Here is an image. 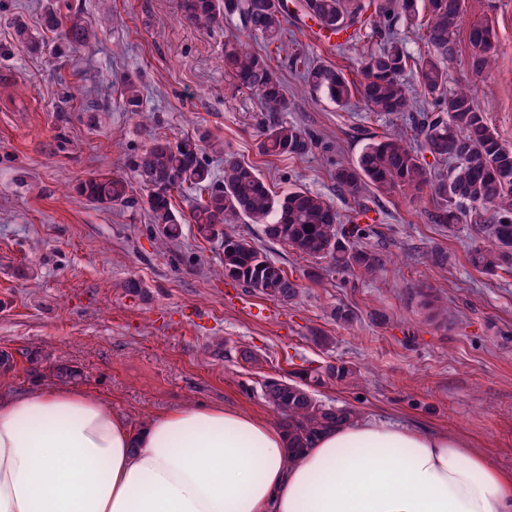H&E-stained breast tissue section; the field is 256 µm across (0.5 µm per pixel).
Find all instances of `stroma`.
I'll use <instances>...</instances> for the list:
<instances>
[{"label":"stroma","mask_w":512,"mask_h":512,"mask_svg":"<svg viewBox=\"0 0 512 512\" xmlns=\"http://www.w3.org/2000/svg\"><path fill=\"white\" fill-rule=\"evenodd\" d=\"M47 2L0 0V354L11 356L0 388L77 387L135 428L211 405L275 423L265 379L344 362L359 377L317 388L324 403L464 437L512 472V274L470 264L469 221L433 223L427 196L380 195L366 216L382 259L372 278L269 242L249 220L232 223L301 284L299 297L282 303L225 279L221 240L189 225L165 240L143 206H102L77 191L95 174L127 173L151 136L207 134L224 146L207 155L214 176L232 154L273 192L300 186L326 197L348 224L359 206L337 192L332 170L369 142L412 133L411 114L373 112L357 97L338 106L283 62L290 106L282 118L316 145L301 158L265 155L261 130L272 115L224 71L237 19L188 21L182 0H55L95 35L68 50L41 30ZM286 2L289 52L354 75L353 49L302 15L298 0ZM487 20L493 68L474 75L458 37L447 88L471 89L512 142V0H465L464 26ZM18 22L32 43L16 38ZM128 78L140 85L137 114L120 94ZM436 252L446 264L432 262ZM258 307L270 317L252 316ZM62 368L71 378H58Z\"/></svg>","instance_id":"stroma-1"}]
</instances>
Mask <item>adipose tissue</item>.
I'll return each instance as SVG.
<instances>
[{
  "label": "adipose tissue",
  "instance_id": "obj_1",
  "mask_svg": "<svg viewBox=\"0 0 512 512\" xmlns=\"http://www.w3.org/2000/svg\"><path fill=\"white\" fill-rule=\"evenodd\" d=\"M0 512H512V473L456 436L365 419L288 456L225 406L131 428L83 391L0 397Z\"/></svg>",
  "mask_w": 512,
  "mask_h": 512
}]
</instances>
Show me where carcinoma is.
Masks as SVG:
<instances>
[{"label":"carcinoma","instance_id":"carcinoma-1","mask_svg":"<svg viewBox=\"0 0 512 512\" xmlns=\"http://www.w3.org/2000/svg\"><path fill=\"white\" fill-rule=\"evenodd\" d=\"M301 8L321 29L345 33L351 42L366 22L384 24L383 46L360 55L358 81L332 65L294 56L310 89L339 106L359 97L374 112L398 115L416 106L402 79L413 69L420 93L433 105L422 113L415 143L403 134H390L365 146L356 159L336 164L332 178L337 190L358 200L370 192L399 190L416 198L428 190L436 203L435 223L456 224L468 216L476 234L486 241L470 253L475 268L512 273V145L487 121L470 92L447 90L446 64L456 52L464 0H301ZM183 11L195 21L237 18L243 34L224 44V71L256 95L265 111H288V91L278 73L268 57L251 50L248 43L250 36L260 35L286 49L284 0H183ZM401 20L424 31L427 50L418 59L392 34ZM43 24L57 31L61 43L71 49L88 46L94 37L79 16L64 18L54 7H47ZM468 42L469 68L480 75L493 62V27L487 22L471 25ZM123 103L129 112L140 111V89L130 78L124 85ZM313 147L309 131L280 119L263 131L261 149L269 155L300 158ZM428 154L435 160H450L447 173L436 172L427 162ZM129 169L147 191L142 202L131 194L127 178L107 173L82 182L78 191L98 204L143 203L151 223L170 240L178 239L184 224L193 225L206 240L221 238L224 277L258 294L292 301L300 284L249 240L224 231L230 219L243 217L260 224L268 240L309 258L327 259L338 270L372 276L380 268L379 255L368 247L371 225L340 223L330 200L301 187L274 194L253 165L231 154H224V177L218 180L194 137L176 142L154 138L148 148L132 156ZM185 188L200 193L186 215L172 204L173 193ZM354 377L352 368L341 363L313 369L298 382L264 381L263 396L287 430L290 453H301L324 430L358 418L355 410L327 405L311 390L326 378L347 383Z\"/></svg>","mask_w":512,"mask_h":512}]
</instances>
